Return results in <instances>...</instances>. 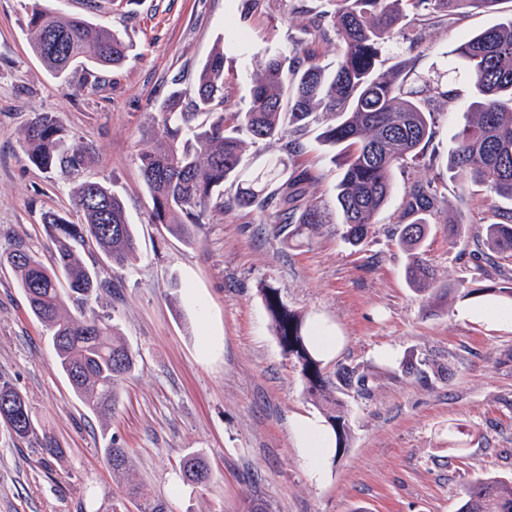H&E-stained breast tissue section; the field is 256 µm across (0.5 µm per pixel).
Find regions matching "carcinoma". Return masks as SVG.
<instances>
[{"instance_id": "1", "label": "carcinoma", "mask_w": 512, "mask_h": 512, "mask_svg": "<svg viewBox=\"0 0 512 512\" xmlns=\"http://www.w3.org/2000/svg\"><path fill=\"white\" fill-rule=\"evenodd\" d=\"M329 9L310 23L322 39L334 34L336 65L322 63L314 50L295 42L259 64L244 112L224 108L225 54L218 49L198 71L192 91L175 89L161 102L153 119L150 145L138 155L139 168L152 202L155 224H165L191 238L212 211L224 209V184H237L231 204L272 212L279 224H293L292 236H310L326 224L342 226V236L360 245L387 206L395 170L419 158L432 138L434 114L448 103L440 78L419 76L397 64L380 67L383 53L395 44L413 51L427 31L449 23L465 10L493 9L499 0H326ZM31 48L56 79L80 90H93L100 71L121 67L129 46L123 35L83 14L61 16L33 0L28 6ZM465 63L475 94L473 112L448 152V170L484 188L491 218L476 235L497 254H512V19L481 30L455 49ZM322 120L320 138L337 151L343 169L335 199L309 201L298 209L291 201L311 179L308 169H289L290 157L305 152L302 132ZM294 125L286 139L284 122ZM281 143L282 155L251 170L246 151L251 143ZM22 148L38 168L77 171L83 150L70 141L59 116L39 112L22 134ZM443 196L429 180L416 181L404 193L399 245L407 256L405 275L417 294L444 299L492 297L512 315V286L484 288V269L456 284L444 283L422 250L431 223L439 217ZM83 220L75 224L59 212L43 217V231L55 248L46 266L38 253L17 248L0 254L16 272L31 313L51 331L55 364L69 379L81 403L107 421L115 414L120 386L133 371L135 353L121 340L111 319L88 306L101 290L112 288L94 265L83 263L77 249L94 248L109 264L125 267L138 243L122 199L105 184L84 180L73 190ZM264 301L271 326L284 353L295 359L310 401L332 430L336 453L348 448L343 406L324 374L316 336L318 327L288 307L269 288ZM77 306L80 316L67 312ZM0 423L15 438L33 442L50 457L63 454L52 435L38 434L27 399L0 376ZM104 456L123 496L138 512H168V504L131 477L128 449L111 439ZM183 483L202 486L212 474L200 453L187 454L180 467ZM457 512H512V474L484 475L471 482Z\"/></svg>"}]
</instances>
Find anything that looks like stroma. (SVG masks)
Listing matches in <instances>:
<instances>
[{
  "label": "stroma",
  "mask_w": 512,
  "mask_h": 512,
  "mask_svg": "<svg viewBox=\"0 0 512 512\" xmlns=\"http://www.w3.org/2000/svg\"><path fill=\"white\" fill-rule=\"evenodd\" d=\"M293 2L263 0L249 14L244 0H115L94 19L123 34L132 50L111 81L87 93L66 89L33 55L27 0H0V252L23 245L50 261L41 217L71 214L72 190L83 178L120 196L139 239L136 259L123 269L95 252L80 254L116 284L91 305L111 317L137 356L106 428L56 368L47 328L12 270L0 265V375L28 399L38 429L64 448L62 457H46L0 427V512H97L107 499L128 512L103 454L113 437L172 512H249L257 502L270 512H457L476 476L512 473V320L485 315L483 300L465 316L462 298L415 294L396 234L406 187L434 179L445 210L467 222L468 239L449 240L446 226L435 224L423 249L441 280L468 277L484 192L446 165L473 94L459 60L443 53L512 17V0L430 30L425 51H391L419 74L445 71L453 100L435 113L424 148L438 164L395 171L391 199L361 245L346 243L337 224L300 244L271 214L231 205L210 213L189 240L150 220L136 155L149 143L158 102L174 84L192 89L221 47L226 106L245 110L258 59L305 37L307 17ZM38 112L59 114L89 154L83 173L30 162L21 138ZM319 134L311 125L300 161L314 176L308 199L329 202L341 169ZM268 286L335 332L338 350L322 360L327 375L344 367L366 378L365 387L337 392L350 446L328 459L320 483L310 479L293 429L297 417L318 409L273 332L261 295ZM408 359L422 362L423 377L404 373ZM191 452L209 462L204 486L180 480Z\"/></svg>",
  "instance_id": "stroma-1"
}]
</instances>
